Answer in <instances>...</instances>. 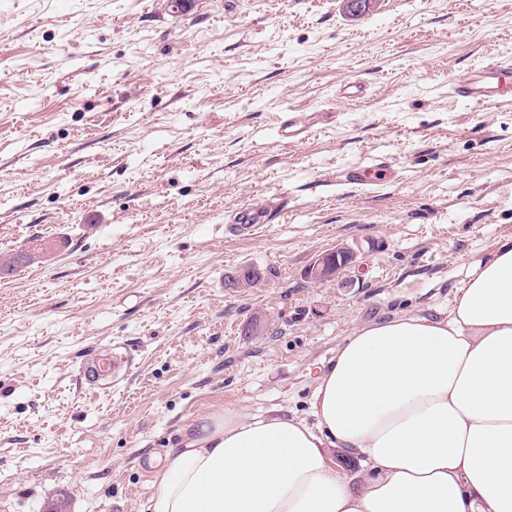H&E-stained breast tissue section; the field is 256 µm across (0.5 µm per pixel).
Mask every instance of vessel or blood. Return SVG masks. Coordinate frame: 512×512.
<instances>
[{
	"mask_svg": "<svg viewBox=\"0 0 512 512\" xmlns=\"http://www.w3.org/2000/svg\"><path fill=\"white\" fill-rule=\"evenodd\" d=\"M450 93L457 99L470 103L473 107L487 109L502 102L512 100V67L498 63H486L466 78L453 82L449 87ZM321 115L317 112L288 111L281 131L288 140H302L310 136L318 127ZM385 164L364 166L350 165L344 175L345 181L351 184L367 185L388 174ZM269 210L245 205L234 215L233 230L244 234L255 231L270 223ZM129 365L125 354L116 352L106 358H87L83 364L82 372L86 381L99 382L108 374H120Z\"/></svg>",
	"mask_w": 512,
	"mask_h": 512,
	"instance_id": "vessel-or-blood-1",
	"label": "vessel or blood"
}]
</instances>
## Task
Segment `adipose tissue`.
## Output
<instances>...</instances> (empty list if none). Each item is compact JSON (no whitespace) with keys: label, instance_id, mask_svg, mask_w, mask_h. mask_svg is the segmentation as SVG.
I'll return each mask as SVG.
<instances>
[{"label":"adipose tissue","instance_id":"obj_1","mask_svg":"<svg viewBox=\"0 0 512 512\" xmlns=\"http://www.w3.org/2000/svg\"><path fill=\"white\" fill-rule=\"evenodd\" d=\"M312 410V425L213 411L166 453L153 512H512V239L447 318L355 330ZM334 448L362 457L359 486Z\"/></svg>","mask_w":512,"mask_h":512}]
</instances>
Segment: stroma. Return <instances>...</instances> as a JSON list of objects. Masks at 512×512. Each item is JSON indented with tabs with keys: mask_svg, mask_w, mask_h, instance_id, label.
<instances>
[{
	"mask_svg": "<svg viewBox=\"0 0 512 512\" xmlns=\"http://www.w3.org/2000/svg\"><path fill=\"white\" fill-rule=\"evenodd\" d=\"M491 60L512 0H0V254L59 244L0 276V512H149L190 421L310 418L357 328L446 316L512 237V104L448 93ZM291 109L322 113L309 139ZM247 202L271 222L227 234ZM337 247L353 287L306 280ZM245 267L263 282L229 287ZM115 349L130 370L88 385ZM319 112H295L289 110L281 125L282 135L290 141L303 140L310 136L320 124ZM389 168L385 163L373 166H364L361 164H352L346 170L345 181L351 184L367 185L375 180H379L383 174L386 177L390 174Z\"/></svg>",
	"mask_w": 512,
	"mask_h": 512,
	"instance_id": "1",
	"label": "stroma"
}]
</instances>
